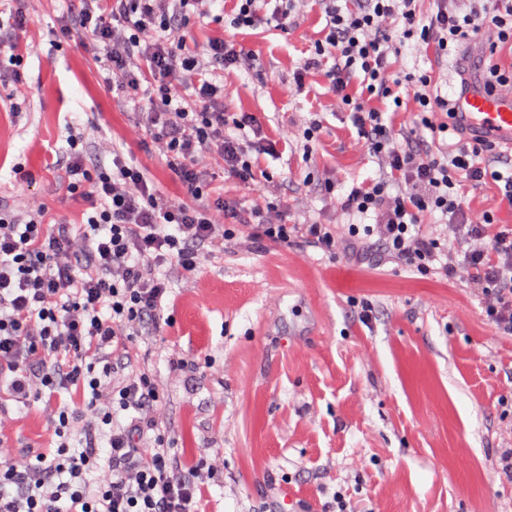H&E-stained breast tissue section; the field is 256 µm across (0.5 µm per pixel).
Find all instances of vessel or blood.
<instances>
[{
  "instance_id": "b4317fda",
  "label": "vessel or blood",
  "mask_w": 512,
  "mask_h": 512,
  "mask_svg": "<svg viewBox=\"0 0 512 512\" xmlns=\"http://www.w3.org/2000/svg\"><path fill=\"white\" fill-rule=\"evenodd\" d=\"M454 123L471 143L512 148V89L476 88L458 96Z\"/></svg>"
}]
</instances>
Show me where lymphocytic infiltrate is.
I'll use <instances>...</instances> for the list:
<instances>
[{"label": "lymphocytic infiltrate", "instance_id": "obj_1", "mask_svg": "<svg viewBox=\"0 0 512 512\" xmlns=\"http://www.w3.org/2000/svg\"><path fill=\"white\" fill-rule=\"evenodd\" d=\"M10 2L0 25V78L18 82L29 16L25 0ZM211 2L79 0L68 20L69 28L90 33L113 86L137 103L186 199L163 198L117 148L111 169H94L74 133L66 188L86 200L85 222L52 223L39 205L20 215L0 208V407L71 389L89 395L82 408L56 407L55 450L21 465L0 460V512H194L202 468L176 455L157 417L163 392L149 374L131 371L128 351L143 332L163 330V266L195 273L209 249L237 236L272 245L300 237L327 252L359 248L419 272L446 256L442 275L473 287L495 335L512 338V225L495 220L496 208H512V165L490 146L439 143L456 131L454 96L441 94L433 73L398 72L391 62L406 44L426 45L464 73L465 46L488 32L483 86L512 85V67L497 61L503 49L512 50V0H428L425 9L420 0H315L326 25L290 89L302 90L307 75L333 59L329 89L359 142L390 173L341 197L354 223L300 228L278 223L274 203L242 214L212 190L200 164L214 155L239 182L261 186L269 179L257 161L270 146L256 118L224 109L225 72L255 67V51L230 36L200 52L183 34L187 21L209 14ZM232 2V28L283 30L300 0ZM370 98L391 100L398 110L413 99L411 136L397 140L383 110L367 106ZM488 181L498 188L494 207L471 212L464 186ZM434 214L445 233L426 228Z\"/></svg>", "mask_w": 512, "mask_h": 512}]
</instances>
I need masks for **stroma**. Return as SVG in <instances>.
<instances>
[{"label": "stroma", "instance_id": "1", "mask_svg": "<svg viewBox=\"0 0 512 512\" xmlns=\"http://www.w3.org/2000/svg\"><path fill=\"white\" fill-rule=\"evenodd\" d=\"M34 23L22 40L24 79L0 82V206L36 201L77 222L85 207L61 186L72 123L91 157L121 146L165 197L182 196L134 102L113 92L82 31L57 37L75 0H29ZM325 25L312 0L288 21L243 30L258 65L224 77V109L252 113L274 154L260 166L265 189L228 178L222 160L203 166L244 211L279 200L287 224H344L328 186L383 175L328 89L326 71L303 92L288 84ZM322 130L311 156L302 132ZM30 173L20 190L15 167ZM161 335L140 337L133 363L164 392L159 423L182 462L209 476L196 512H330L336 491L361 512H512L501 453L512 448V339L494 335L473 288L376 256L357 259L302 243L258 248L236 239L186 274L167 271ZM371 307L373 319L358 314ZM201 362L190 375L171 359ZM82 393L8 402L0 410V459L56 446L57 402Z\"/></svg>", "mask_w": 512, "mask_h": 512}]
</instances>
